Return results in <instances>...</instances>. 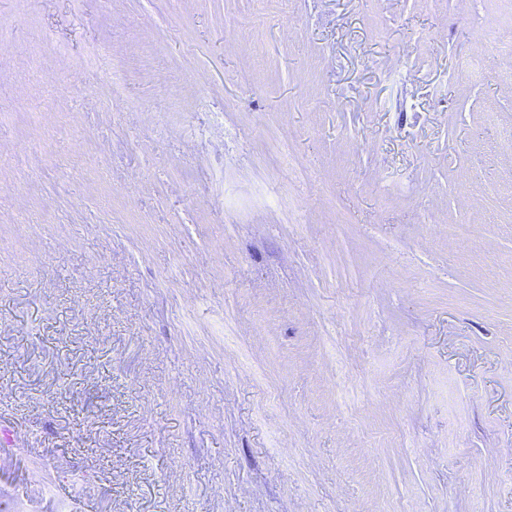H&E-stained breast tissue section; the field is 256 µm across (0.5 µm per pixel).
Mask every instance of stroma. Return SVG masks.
<instances>
[{"label": "stroma", "instance_id": "1", "mask_svg": "<svg viewBox=\"0 0 512 512\" xmlns=\"http://www.w3.org/2000/svg\"><path fill=\"white\" fill-rule=\"evenodd\" d=\"M508 46L512 0H0V480L512 512Z\"/></svg>", "mask_w": 512, "mask_h": 512}]
</instances>
